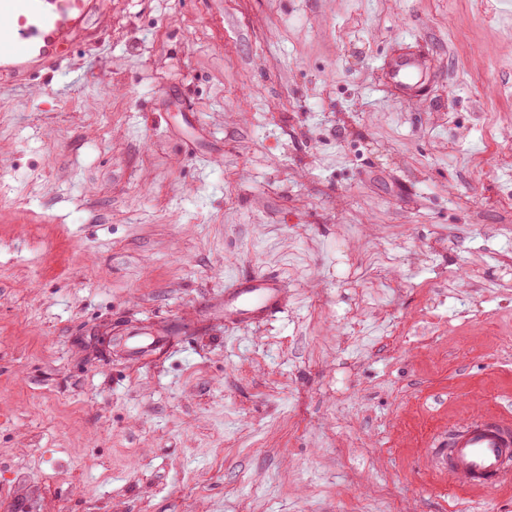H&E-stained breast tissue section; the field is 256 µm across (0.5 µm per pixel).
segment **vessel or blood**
Instances as JSON below:
<instances>
[{
    "instance_id": "1",
    "label": "vessel or blood",
    "mask_w": 512,
    "mask_h": 512,
    "mask_svg": "<svg viewBox=\"0 0 512 512\" xmlns=\"http://www.w3.org/2000/svg\"><path fill=\"white\" fill-rule=\"evenodd\" d=\"M102 7V0H0V82L29 83L70 60L77 42H102L104 30L87 26ZM423 75L421 59L404 51L391 59L385 86L409 94L420 86ZM284 306V285L275 274L235 276L224 287V320L228 323L247 325ZM163 343L160 333H134L128 338V347L136 355ZM510 457L512 420L504 417H476L459 423L442 453L449 486L462 490L511 489L512 468L506 464Z\"/></svg>"
}]
</instances>
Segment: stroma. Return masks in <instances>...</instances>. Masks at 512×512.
I'll list each match as a JSON object with an SVG mask.
<instances>
[{
  "mask_svg": "<svg viewBox=\"0 0 512 512\" xmlns=\"http://www.w3.org/2000/svg\"><path fill=\"white\" fill-rule=\"evenodd\" d=\"M95 22L0 89V512H512L432 459L512 416V0ZM403 43L424 96L380 82ZM232 273L285 308L225 324ZM164 336H167L164 332L157 333L155 336L147 333H132L128 338L129 350L136 355L147 354L163 345Z\"/></svg>",
  "mask_w": 512,
  "mask_h": 512,
  "instance_id": "obj_1",
  "label": "stroma"
}]
</instances>
